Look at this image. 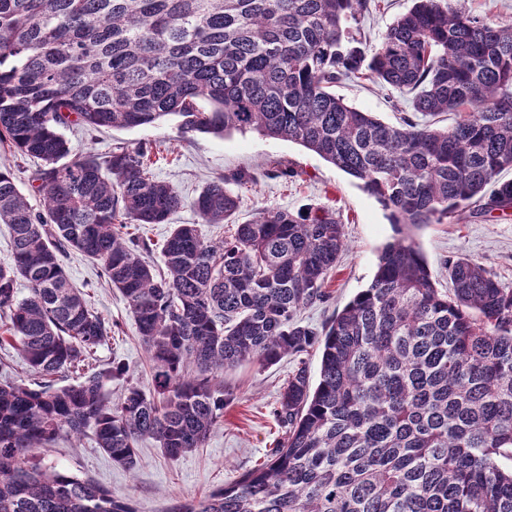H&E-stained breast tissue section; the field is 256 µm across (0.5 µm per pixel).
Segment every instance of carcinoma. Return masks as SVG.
<instances>
[{"label":"carcinoma","mask_w":512,"mask_h":512,"mask_svg":"<svg viewBox=\"0 0 512 512\" xmlns=\"http://www.w3.org/2000/svg\"><path fill=\"white\" fill-rule=\"evenodd\" d=\"M370 0H0V142L42 165L35 210L0 167V317L40 381L0 382V512H138L89 478L47 472L38 457L91 433L129 472L151 438L169 458L203 447L234 399L224 370L321 351L317 384L300 361L274 415L266 463L165 512H512V288L467 256L436 287L412 235L425 224L512 210V24L448 0H413L371 52L346 24ZM370 79L413 95L424 117L390 126L335 87ZM254 131L295 142L362 182L397 236L376 273L317 329L300 311L347 249L336 212L261 209L219 244L178 224L146 260L131 224H165L184 199L154 179L151 151L122 144L71 155L61 129L150 126ZM220 177L192 206L202 224H235L239 198ZM97 262L127 302L150 365L149 388L85 371L112 325L71 286L64 259ZM29 287L18 297L17 279ZM84 371L76 384L56 377Z\"/></svg>","instance_id":"carcinoma-1"}]
</instances>
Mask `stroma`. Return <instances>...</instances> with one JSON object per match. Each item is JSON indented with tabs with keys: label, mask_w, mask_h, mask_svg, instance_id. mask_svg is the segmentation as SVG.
Wrapping results in <instances>:
<instances>
[{
	"label": "stroma",
	"mask_w": 512,
	"mask_h": 512,
	"mask_svg": "<svg viewBox=\"0 0 512 512\" xmlns=\"http://www.w3.org/2000/svg\"><path fill=\"white\" fill-rule=\"evenodd\" d=\"M411 5V0H370L368 12L348 22L347 27L352 35L365 37L370 48H377L386 27ZM336 93L391 125L399 124L401 117L411 111L410 95L380 88L369 80L338 84ZM64 135L74 149H90L102 156L120 142L152 148L156 159L151 169L154 179L174 185L184 198L183 206L168 223L127 228L130 235L148 243L146 258L155 266L162 263L161 249L172 225L200 224L192 202L206 183L219 177L239 171L260 173L258 184L234 187L242 222L260 208L295 210L312 205L335 210L344 225L348 247L326 284L329 301L300 312L305 323L317 328L368 286L376 271L379 250L394 235L387 211L360 181L293 142L268 139L254 132L186 136L181 134L175 116L128 130L73 127ZM280 168L294 170V178L278 177L276 171ZM200 226L203 236L214 241L234 232L229 224ZM414 236L437 287L449 286L447 260L464 254L512 288V211L497 212L471 223L429 224L416 229ZM65 269L71 283L87 292L92 310L113 325L111 336L97 348L93 360L98 368L114 361L125 365L126 379L109 385L113 396L123 393L127 381L147 384L149 364L121 293L106 282L100 267L90 260L71 256ZM295 365V358L287 356L268 367L246 362L226 370L224 385L233 391L234 399L224 407L223 423L214 429L204 447L178 459H168L157 442L145 439L139 443V465L131 473L112 462L88 434L78 439L60 438L41 454V464L50 471L91 478L113 494L132 497L139 512H163L172 499L204 496L267 457L280 433L274 409Z\"/></svg>",
	"instance_id": "obj_1"
}]
</instances>
